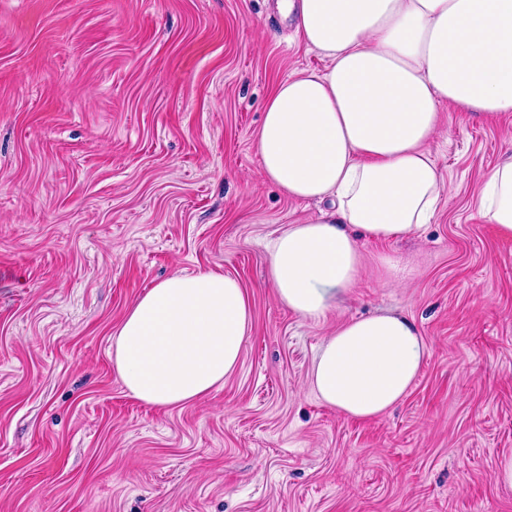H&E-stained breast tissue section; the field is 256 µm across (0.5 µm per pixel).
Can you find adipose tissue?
Here are the masks:
<instances>
[{"label": "adipose tissue", "mask_w": 512, "mask_h": 512, "mask_svg": "<svg viewBox=\"0 0 512 512\" xmlns=\"http://www.w3.org/2000/svg\"><path fill=\"white\" fill-rule=\"evenodd\" d=\"M326 72L281 82L256 139L263 179L319 214L271 245L270 282L295 313L323 316L360 275L359 244L416 235L431 223L442 180L428 149L441 101L483 117L512 112V0H279ZM512 236V156L476 202ZM244 288L214 271L174 274L131 307L114 364L148 405L195 401L221 387L251 331ZM426 362L422 336L396 312L353 318L320 348L321 400L361 420L403 399Z\"/></svg>", "instance_id": "ef3b65f1"}]
</instances>
